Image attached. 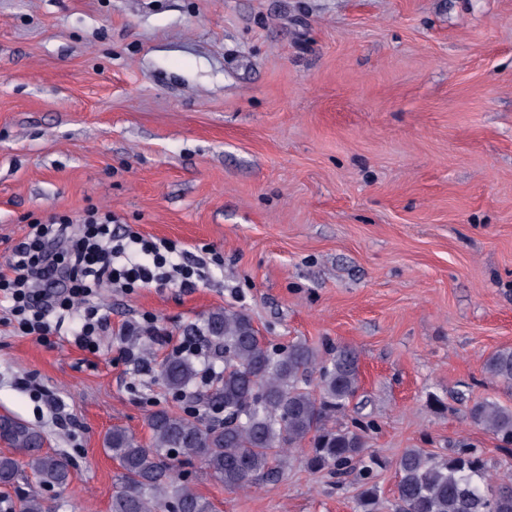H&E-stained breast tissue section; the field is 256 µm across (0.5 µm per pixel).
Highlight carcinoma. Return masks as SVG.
Listing matches in <instances>:
<instances>
[{
	"mask_svg": "<svg viewBox=\"0 0 512 512\" xmlns=\"http://www.w3.org/2000/svg\"><path fill=\"white\" fill-rule=\"evenodd\" d=\"M207 341L224 354V373L215 385L196 391L194 409H160L146 421L149 440L114 429L106 447L119 463L111 512H212L210 502L181 476V466L197 461L229 489L250 486L259 476L277 477L291 453L310 470L340 477L356 463L360 490L355 512H512V477L493 479L488 460L465 444L437 459L408 448L397 461L393 499L383 502L374 481L378 461L366 456L368 427L332 423L347 407L359 382V356L336 348L325 359L304 341L267 343L242 310L224 307L206 319ZM484 369L512 385V350L490 355ZM200 371L187 356L160 367L173 394L196 384ZM218 409L223 417L204 421L195 408ZM470 420L504 445H512V407L484 399L468 408ZM0 439L23 456L0 455V484L13 483L25 469L45 488H65L68 460L41 448L40 432L22 420L1 415ZM19 512H52L38 494L26 497Z\"/></svg>",
	"mask_w": 512,
	"mask_h": 512,
	"instance_id": "carcinoma-1",
	"label": "carcinoma"
}]
</instances>
